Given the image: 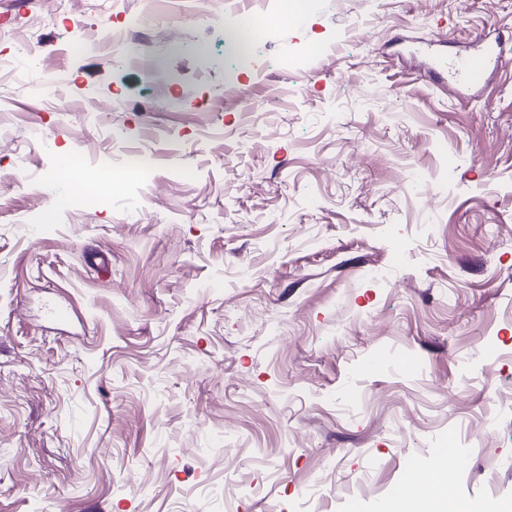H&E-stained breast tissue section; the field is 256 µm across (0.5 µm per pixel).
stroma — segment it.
<instances>
[{
    "instance_id": "stroma-1",
    "label": "stroma",
    "mask_w": 512,
    "mask_h": 512,
    "mask_svg": "<svg viewBox=\"0 0 512 512\" xmlns=\"http://www.w3.org/2000/svg\"><path fill=\"white\" fill-rule=\"evenodd\" d=\"M154 15L128 50L195 89L168 108L79 48L91 2L0 0V54L73 105L0 83V512H380L440 456L459 506L512 507V42L437 78L512 0H304L245 67L195 0ZM140 152L68 205L73 159ZM500 61L499 53L494 57H490L486 54L475 55L462 61L457 71L470 82L479 83L483 80L488 66L492 62L498 64Z\"/></svg>"
}]
</instances>
